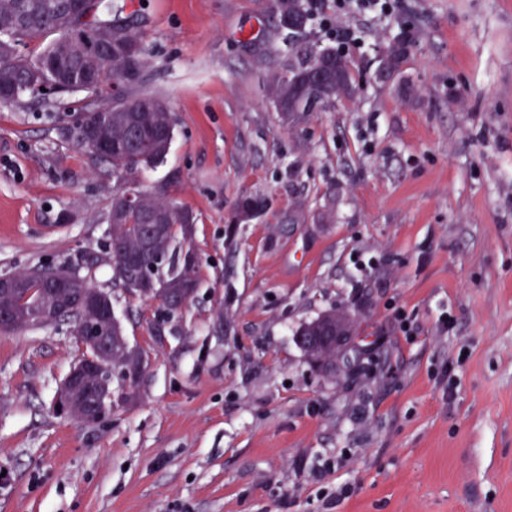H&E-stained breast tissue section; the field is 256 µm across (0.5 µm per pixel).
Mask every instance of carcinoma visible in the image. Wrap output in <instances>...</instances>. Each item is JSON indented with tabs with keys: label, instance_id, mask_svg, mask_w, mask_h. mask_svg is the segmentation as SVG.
I'll use <instances>...</instances> for the list:
<instances>
[{
	"label": "carcinoma",
	"instance_id": "1",
	"mask_svg": "<svg viewBox=\"0 0 512 512\" xmlns=\"http://www.w3.org/2000/svg\"><path fill=\"white\" fill-rule=\"evenodd\" d=\"M64 0H0V88L6 98L0 105H21L37 95L43 99H59L65 94L81 91L70 83L52 82V79L31 80L29 73L43 69V63L53 58L63 45L72 25L69 13L60 5ZM276 9L288 28L297 29L305 20L302 0H276ZM124 8L112 10L105 0H96V11L91 21L93 28L85 32V42L95 37L98 27L125 23L127 33L123 39L128 51L112 55V63L103 67L105 80L125 78L129 84L139 86L144 81L146 46L141 33L131 25ZM56 32L59 37L51 42L35 61L17 52V46L26 38ZM409 47L408 36L395 41L385 58L389 73L399 70ZM352 87L348 65L334 49L306 50L296 55V61L273 79L274 104L280 112H314L332 102L339 94ZM97 109L112 113L108 133L112 136V155L101 157L91 142L79 139L78 125L94 119L91 107H86L69 128L79 148L92 158L112 167V176L118 187L112 194L109 224L112 234V285L126 293L139 296L148 287L147 274L160 282L157 298L190 299L195 292L193 277L195 255L191 250L177 252V235L187 238L191 211L183 206L152 197L139 189L132 177L144 167L161 163L167 155L174 136V119L166 104L157 97L140 93L95 102ZM268 207L266 198L248 196L238 203V210L256 215ZM21 282L15 294L0 297V307L9 309L13 328L44 326L46 322L31 312V299L27 294L40 284L29 278L28 272L11 276ZM74 327L100 325L96 311L78 308L68 316ZM123 329L112 328V341L102 345V351L111 360L112 367L121 371L119 383L133 396L139 379L148 366L145 353L137 346L119 340Z\"/></svg>",
	"mask_w": 512,
	"mask_h": 512
}]
</instances>
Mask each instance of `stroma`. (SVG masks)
<instances>
[{
	"label": "stroma",
	"instance_id": "1",
	"mask_svg": "<svg viewBox=\"0 0 512 512\" xmlns=\"http://www.w3.org/2000/svg\"><path fill=\"white\" fill-rule=\"evenodd\" d=\"M340 25L356 94L285 120L270 78ZM139 28L175 120L140 187L193 212L199 286L167 317L99 266L149 363L96 425L54 407L71 321L0 332V512H512V0L316 11L293 34L269 0H146ZM92 98L0 107V276L103 250L117 181L68 133ZM244 194L271 205L236 224ZM331 309L359 331L325 375L296 332Z\"/></svg>",
	"mask_w": 512,
	"mask_h": 512
}]
</instances>
